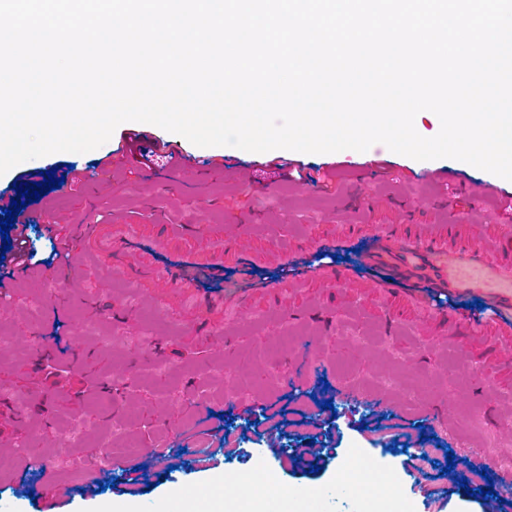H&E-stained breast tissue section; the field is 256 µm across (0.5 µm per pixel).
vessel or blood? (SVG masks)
Listing matches in <instances>:
<instances>
[{"mask_svg": "<svg viewBox=\"0 0 512 512\" xmlns=\"http://www.w3.org/2000/svg\"><path fill=\"white\" fill-rule=\"evenodd\" d=\"M461 224H417L401 231L390 224H358L309 240L283 245L270 273L247 249L223 236L205 250L170 251L164 235H148L137 224H77L72 233L99 264L132 287L161 280L198 307L231 312L256 295L277 297L283 286L300 292L316 284L333 288L360 283L385 309L404 308L434 321L456 343L465 327L470 339L491 341L475 365L480 374L512 367V248L496 238L463 240ZM145 256L129 268L130 253ZM344 263H334V256Z\"/></svg>", "mask_w": 512, "mask_h": 512, "instance_id": "vessel-or-blood-1", "label": "vessel or blood"}]
</instances>
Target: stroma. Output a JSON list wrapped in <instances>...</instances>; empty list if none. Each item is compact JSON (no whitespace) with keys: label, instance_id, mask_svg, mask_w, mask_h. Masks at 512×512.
<instances>
[{"label":"stroma","instance_id":"1","mask_svg":"<svg viewBox=\"0 0 512 512\" xmlns=\"http://www.w3.org/2000/svg\"><path fill=\"white\" fill-rule=\"evenodd\" d=\"M140 129L148 164L116 167L127 151L121 124L93 151L50 154L0 176L11 192L35 170L64 179L73 167L82 177L80 190L64 180L42 194L31 231L40 256L50 231L75 224L189 225L199 248L216 229L268 264L279 244L336 224H473L477 236L512 239V181L459 160L254 153ZM316 170L328 190L302 182ZM69 251V279L42 266L34 281L0 288V336L10 339L0 349V457L16 461L0 472V512H93L100 502L151 512L171 490L192 493L260 464L275 485L305 491L338 477L358 449L360 477L392 472L410 512H512L483 493L512 476V377L480 381L470 349L449 346L426 320L390 328L355 287H313L275 306L257 299L235 322L193 332L177 289L137 292L79 242ZM326 400L332 409H321ZM270 404L312 419L276 439L250 426ZM325 425L331 458L307 472L288 452L308 448ZM228 428L240 440L231 459L218 452ZM129 439L145 449L132 459L143 469L136 485L124 482ZM486 450L500 461L483 477L466 461ZM106 453L108 469L97 464ZM96 483L105 491L88 493ZM47 484L58 491L50 501Z\"/></svg>","mask_w":512,"mask_h":512}]
</instances>
